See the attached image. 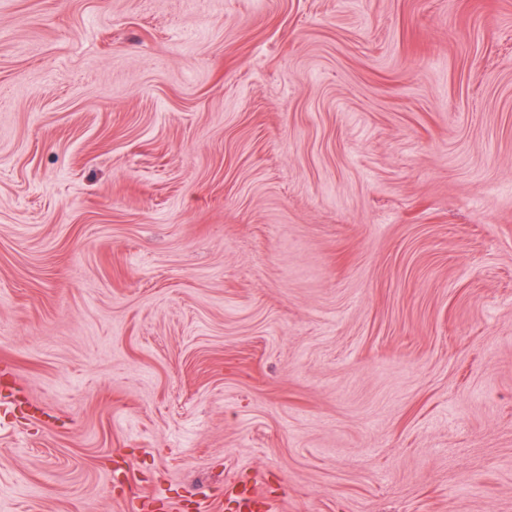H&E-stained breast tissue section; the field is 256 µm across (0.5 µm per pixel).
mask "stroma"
I'll return each instance as SVG.
<instances>
[{"mask_svg":"<svg viewBox=\"0 0 512 512\" xmlns=\"http://www.w3.org/2000/svg\"><path fill=\"white\" fill-rule=\"evenodd\" d=\"M0 512H512V0H0Z\"/></svg>","mask_w":512,"mask_h":512,"instance_id":"35a3bbf8","label":"stroma"}]
</instances>
